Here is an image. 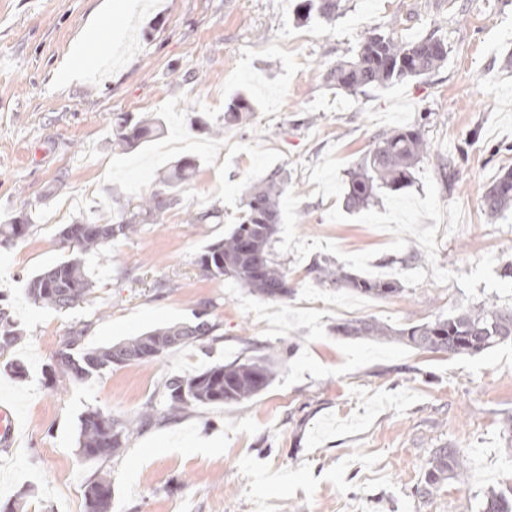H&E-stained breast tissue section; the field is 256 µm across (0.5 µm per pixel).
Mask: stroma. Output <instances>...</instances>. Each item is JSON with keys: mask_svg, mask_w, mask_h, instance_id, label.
<instances>
[{"mask_svg": "<svg viewBox=\"0 0 512 512\" xmlns=\"http://www.w3.org/2000/svg\"><path fill=\"white\" fill-rule=\"evenodd\" d=\"M0 0V224L29 218L24 237L0 242V295L22 337L0 356V405L18 431L0 449V501L19 512H84L94 477L112 482L115 512H478L489 488L512 486L504 420L512 416V343L469 356L336 335L339 300L369 304L394 327L494 299L512 309V208L490 222L481 195L512 169V0H340L330 21H298L297 0ZM448 45L438 70L348 94L324 80L372 32ZM110 42L107 60L75 67L86 33ZM238 95L254 110L246 128L224 125ZM158 116L163 138L123 152L112 115ZM223 124L213 136L196 117ZM420 125L431 144L412 186L379 190L369 208L346 205L347 173L374 137ZM195 176L137 235L83 256L88 301L71 309L33 304L27 280L70 255L59 228L115 222L181 157ZM452 164L454 183L439 166ZM288 173L274 253L293 293L267 301L197 258L242 215L239 186ZM219 217L191 226L186 207ZM393 266H380L385 257ZM328 257L347 270L393 278L388 298L331 288L308 273ZM217 326L204 344L151 364L115 366L84 381L49 367L75 326L88 348L193 321ZM294 346L273 383L243 404L204 405L158 417L120 457L84 459L81 416H135L163 406V384L211 365ZM19 362L24 377L10 365ZM468 458L463 475L432 498L411 494L435 449Z\"/></svg>", "mask_w": 512, "mask_h": 512, "instance_id": "stroma-1", "label": "stroma"}]
</instances>
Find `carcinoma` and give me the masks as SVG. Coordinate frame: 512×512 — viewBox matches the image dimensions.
<instances>
[{
  "label": "carcinoma",
  "mask_w": 512,
  "mask_h": 512,
  "mask_svg": "<svg viewBox=\"0 0 512 512\" xmlns=\"http://www.w3.org/2000/svg\"><path fill=\"white\" fill-rule=\"evenodd\" d=\"M339 9V0H299L297 14L331 20ZM448 56V45L433 34L412 43L391 35H369L348 59L325 73L328 85L351 93L387 87L408 78L426 75L439 68ZM254 111L245 96L232 98L224 110V121L240 124ZM164 132L160 118L134 119L120 112L112 118L115 145L121 150L133 148ZM429 152L421 127L414 125L383 133L358 167L350 172L347 203L352 209L370 204L376 188L397 192L410 187L417 164ZM198 167L196 159L182 157L157 181L155 188L138 199L131 211L112 224L75 222L59 230L63 243L76 250L71 259L54 265L32 277L26 288L28 298L38 306L71 308L88 300L91 282L79 254L101 251L118 238L138 233L140 225L178 204V192ZM286 179L279 172L261 183L246 181L240 188L243 214L224 239L214 242L199 256L201 270L212 277H227L241 288L265 300H283L291 294L288 277L274 256V236L281 220V197ZM484 215L495 220L512 206V169L505 170L481 197ZM28 220L19 219L0 225V236L20 238ZM309 273L321 283L345 288L379 298L400 291L395 280H373L345 270L330 259H315ZM217 325L197 317L193 323L160 327L141 336L108 347L86 349V327L73 328L61 349L55 353L59 375L82 381L113 365L150 364L168 350L204 341ZM339 336L373 341H397L415 349L443 352L452 356L476 355L512 341V309H504L493 300L438 316L433 320L413 322L394 328L376 319L342 321L334 326ZM20 329L6 306L0 307V354L14 347ZM279 373V362L270 354H259L216 364L190 376H172L165 381L164 415L175 417L197 405L240 404L264 391ZM158 415L151 402L145 403L133 418L118 419L100 410L89 411L80 420L79 451L88 460L108 461L120 455L129 438ZM465 470V456L455 448H438L427 470L414 486V497L427 500L449 479ZM86 512H112V483L105 477L91 481L85 489ZM479 512H512V490H488Z\"/></svg>",
  "instance_id": "carcinoma-1"
}]
</instances>
